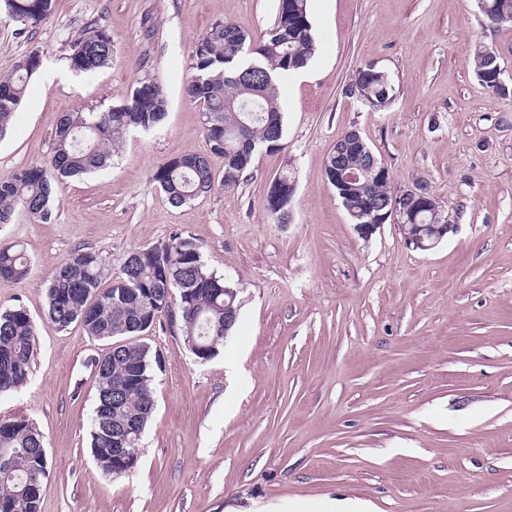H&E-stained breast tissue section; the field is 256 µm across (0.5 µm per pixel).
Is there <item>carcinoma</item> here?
I'll use <instances>...</instances> for the list:
<instances>
[{
    "mask_svg": "<svg viewBox=\"0 0 512 512\" xmlns=\"http://www.w3.org/2000/svg\"><path fill=\"white\" fill-rule=\"evenodd\" d=\"M25 28L50 19L57 0H0ZM479 11L492 25L512 23V0H477ZM317 50L307 0H277L270 28L255 38L236 25L217 21L196 42L191 56L194 74L184 87L186 96L202 104L206 116L205 149L164 162L153 181L169 204L180 208L212 193L217 186L232 188L251 175L259 152L284 149V113L277 81L308 65ZM481 46L475 53V74L483 86L493 88L500 57ZM112 36L90 27L74 42L67 56L76 73H93L112 63ZM38 54L30 53L0 77V137L11 128L24 96L26 83L40 68ZM374 111L386 109L396 95L388 72L370 62L351 83ZM168 111L163 86L145 75L136 81L127 100L102 112H66L55 130L54 154L47 164L15 169L0 179V224L11 222L22 208L42 221L52 216L53 182L103 168L117 139L132 129L150 131L160 126ZM342 160L328 153L324 177L336 190L354 224L367 221L365 203L382 202L391 192V180L360 181L362 188L344 185V174L366 168L375 159L368 143L348 145V134L338 139ZM224 158L221 180L210 158ZM290 173L273 178L267 192V209L281 224L291 211L294 188ZM435 215L416 211L405 225L406 235L425 244L436 234ZM29 270L26 255L0 246V283L23 279ZM103 259L96 251L80 249L56 269L47 289L48 318L60 328L79 324L88 335L110 341L108 353L95 360L98 377L91 432V451L102 470L122 476V466L107 451L108 427L130 419L147 424L154 405L152 363L159 354L147 342L132 340L148 333L154 314L176 306V323L184 342L216 346L224 341V311H236V298L224 293V278L210 271L191 240L174 234L168 240L134 249L110 287H101ZM35 349L31 316L22 306L0 313V392L22 385L28 378ZM124 391L112 396V383ZM0 448L12 449L11 468L0 473V512H40L41 488L47 475V455L42 435L27 421L0 418Z\"/></svg>",
    "mask_w": 512,
    "mask_h": 512,
    "instance_id": "1",
    "label": "carcinoma"
}]
</instances>
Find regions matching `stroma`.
<instances>
[{
	"instance_id": "stroma-1",
	"label": "stroma",
	"mask_w": 512,
	"mask_h": 512,
	"mask_svg": "<svg viewBox=\"0 0 512 512\" xmlns=\"http://www.w3.org/2000/svg\"><path fill=\"white\" fill-rule=\"evenodd\" d=\"M318 49L305 78L278 83L285 147L252 174L180 208L152 181L168 159L203 150L204 111L183 89L196 41L219 20L261 35L276 0H58L33 29L0 14V76L41 58L0 139V178L48 162L58 117L122 104L136 80L164 87L159 129L124 135L111 167L57 185L43 222L17 211L0 246L30 259L0 285V310L30 314L26 382L0 393V417L42 434L41 512H316L357 500L371 512H512V94L474 72L479 44L512 77V24L489 26L474 0H308ZM111 33L109 66L69 72L82 30ZM374 62L396 97L372 111L349 86ZM358 130L394 187L426 178L457 226L434 249L384 224L361 237L324 178L336 140ZM290 172L293 220L267 210ZM191 239L237 292L239 320L203 362L158 324L146 340L154 414L142 454L115 477L90 449L94 361L108 349L47 317V287L74 252L104 260L111 283L129 253Z\"/></svg>"
}]
</instances>
